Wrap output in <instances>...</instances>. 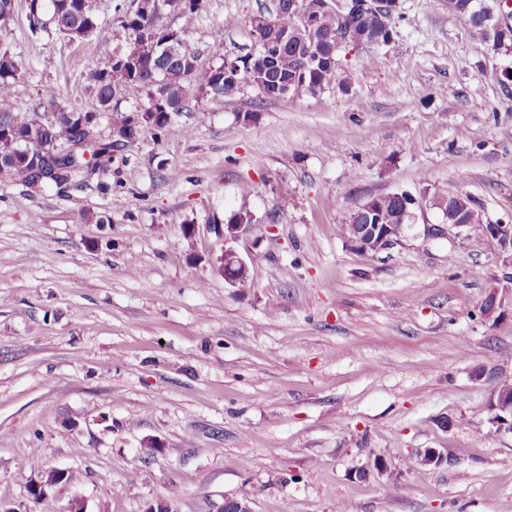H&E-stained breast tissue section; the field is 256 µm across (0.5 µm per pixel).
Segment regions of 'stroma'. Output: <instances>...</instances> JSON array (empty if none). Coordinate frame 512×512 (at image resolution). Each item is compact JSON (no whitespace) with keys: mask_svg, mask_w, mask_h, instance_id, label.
<instances>
[{"mask_svg":"<svg viewBox=\"0 0 512 512\" xmlns=\"http://www.w3.org/2000/svg\"><path fill=\"white\" fill-rule=\"evenodd\" d=\"M274 0H206L203 65L249 55ZM26 0L0 31L24 67L15 105L52 85L97 109L89 71L117 42L32 36ZM396 42L340 54L317 93L190 101L80 184L0 181V512H512V435L488 398L512 376V50L448 13L398 0ZM253 121H245V114ZM417 200L393 249L342 226L368 197ZM470 196L483 225L426 237L434 193ZM245 210L228 284L217 227ZM497 307L485 314L490 285ZM446 448L434 467L418 453ZM390 472L358 479L376 454ZM69 473L66 470H52L47 475L46 478L34 483L30 490L34 493L38 498H34V500L42 505V512H52V504L50 501H42L50 499V491L56 486L67 484ZM31 496H33V494ZM41 499V500H40Z\"/></svg>","mask_w":512,"mask_h":512,"instance_id":"35a3bbf8","label":"stroma"}]
</instances>
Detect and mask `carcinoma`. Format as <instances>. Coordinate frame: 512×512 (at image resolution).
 Wrapping results in <instances>:
<instances>
[{"label":"carcinoma","instance_id":"obj_1","mask_svg":"<svg viewBox=\"0 0 512 512\" xmlns=\"http://www.w3.org/2000/svg\"><path fill=\"white\" fill-rule=\"evenodd\" d=\"M309 16L320 20L322 28L331 39L361 38L365 42L379 41L385 45L395 42L396 31L393 16L370 13L357 19L353 30L347 31L346 23L322 10L323 0H304ZM486 0H448V13L460 25L492 39L496 49L512 46V28L497 29V17L485 5ZM204 0H144L135 11L124 15L111 28L113 38L120 42L121 51L97 59L91 66L89 77L96 95L99 112H83L67 108L60 103L61 95L53 87L42 91L39 106L48 108L52 115L44 119L36 112H20L13 103L14 87L19 78L22 58L9 48L0 47V178L24 185H35L33 161H38L44 172L43 183L71 185L83 173L79 162L70 160L63 174L54 172L53 165L62 145L72 141L73 133L81 124H92L100 115L112 111L116 91L125 88L144 96L137 111L118 113L111 117L112 127L130 143L138 138L140 130L151 126L160 131L169 121V114L187 109L191 96L222 97L228 94L224 87V64L203 66L192 48L188 34L192 29ZM177 10L182 19L181 54L168 56L156 47L154 39L165 25L166 9ZM27 22L32 35L55 33L71 39L96 36L102 31L96 10L80 3V0H28ZM303 68L298 44L288 43L281 48L278 66L270 73L269 79L300 72ZM306 87L315 93L333 80L329 69L321 68L306 72ZM161 117L152 118V111ZM447 201V220L450 224H479L481 213L471 203L459 204L453 194L437 195ZM412 198L406 192L380 195L371 211L357 215L356 221L374 224L380 217L391 218V223L401 221L404 208L411 206Z\"/></svg>","mask_w":512,"mask_h":512}]
</instances>
